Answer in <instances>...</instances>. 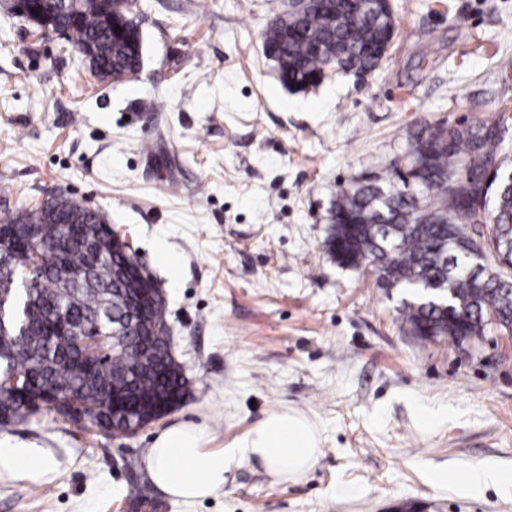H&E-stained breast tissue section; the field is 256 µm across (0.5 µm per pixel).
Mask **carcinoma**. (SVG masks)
I'll use <instances>...</instances> for the list:
<instances>
[{"label": "carcinoma", "mask_w": 512, "mask_h": 512, "mask_svg": "<svg viewBox=\"0 0 512 512\" xmlns=\"http://www.w3.org/2000/svg\"><path fill=\"white\" fill-rule=\"evenodd\" d=\"M70 2L37 0L60 34L72 36L77 47H94L95 75L103 79L114 68L128 73L140 68L137 0L120 10L118 0H91L78 11ZM391 26L381 0H307L300 11L290 3L288 14L275 15L263 46L284 83L305 87L348 67L373 69ZM504 137L499 121L420 127L409 135L403 152L404 159L421 163L424 170L417 190L407 188L395 162L385 176L356 179L336 196L332 214L347 230L337 240L327 237L329 251L340 265L366 262L379 287L400 290L398 313L421 340L470 341L492 327L512 332V276L493 256L479 262L476 277L468 273L487 237L501 252L512 247V178L502 171ZM61 213L76 223V236L90 247L73 245L64 253L46 247L33 272L29 250L20 245L9 264H0V279L12 278L19 285L12 296L15 335L0 340V368L29 376L37 397L56 387L71 390L88 422L107 433L112 394L145 416L166 399L181 401L188 385L167 343L156 336L151 337L154 356L147 367L141 342L107 336L99 345L103 361L91 375L71 369L65 344L50 330L51 310L70 318L71 335L94 337L96 326L106 329L110 316L127 314L136 302L147 312L148 324L165 319L166 307L120 247L108 255L96 253L94 245L110 230L96 211L70 200ZM61 264L81 275L78 285L67 288L59 280ZM430 288L448 289V309L431 304ZM32 412L20 398L0 392L1 422Z\"/></svg>", "instance_id": "cac0c4a2"}]
</instances>
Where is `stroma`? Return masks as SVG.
<instances>
[{
    "label": "stroma",
    "mask_w": 512,
    "mask_h": 512,
    "mask_svg": "<svg viewBox=\"0 0 512 512\" xmlns=\"http://www.w3.org/2000/svg\"><path fill=\"white\" fill-rule=\"evenodd\" d=\"M9 3L0 219L59 195L104 213L164 292L189 393L130 437L48 410L0 425L52 465L0 478V512H512L496 488L436 480L512 470V334L420 340L374 273L325 246L337 194L384 174L418 127L506 119L512 169V0H392L380 65L302 91L263 54L273 0H138L143 66L120 82ZM424 405L440 416L424 422ZM283 408L320 434L298 479L239 458L211 500L185 503L126 470L173 424L227 448Z\"/></svg>",
    "instance_id": "1"
}]
</instances>
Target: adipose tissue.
<instances>
[{
    "instance_id": "ef3b65f1",
    "label": "adipose tissue",
    "mask_w": 512,
    "mask_h": 512,
    "mask_svg": "<svg viewBox=\"0 0 512 512\" xmlns=\"http://www.w3.org/2000/svg\"><path fill=\"white\" fill-rule=\"evenodd\" d=\"M206 441L202 427L187 423L174 424L158 435L145 463L154 486L176 501L205 499L223 487L227 465L237 456L260 459L272 476L288 480L311 469L320 444L314 424L287 409L268 414L231 448L212 449ZM48 466L36 446L0 436V475L39 478ZM442 479L471 492L490 485L512 490V473L492 465L446 473Z\"/></svg>"
}]
</instances>
